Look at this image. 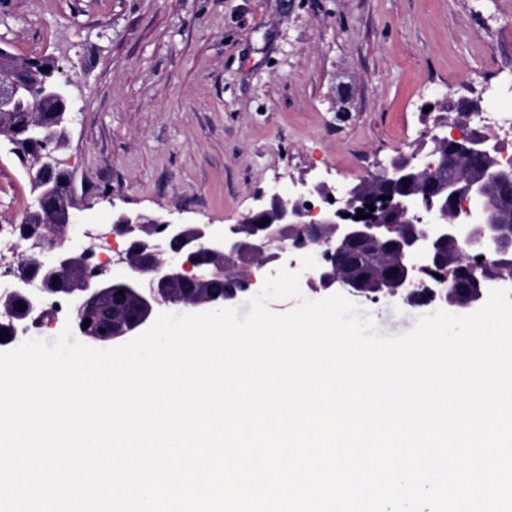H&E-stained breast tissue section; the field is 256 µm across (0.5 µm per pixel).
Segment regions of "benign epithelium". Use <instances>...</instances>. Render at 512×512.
<instances>
[{"label": "benign epithelium", "mask_w": 512, "mask_h": 512, "mask_svg": "<svg viewBox=\"0 0 512 512\" xmlns=\"http://www.w3.org/2000/svg\"><path fill=\"white\" fill-rule=\"evenodd\" d=\"M74 86L67 77L29 96V127L38 145L19 159L39 189L38 201L49 206L41 235L52 242L50 254L34 265L40 293L66 298L73 335L91 345L108 347L137 336L162 312L231 306L254 290L253 269L274 265L290 250L314 254L316 291L340 288L372 301L399 295L413 300L424 295L421 276L438 273L442 304L477 309L491 289L507 282L498 268L512 251V238L500 228L512 223V157L481 131L436 128L426 133L432 149L423 161L416 154L399 155L339 196L324 182L288 197L274 191L265 204L222 230L114 213L110 236L119 248L117 259L97 265L93 248L63 247L76 223L77 204L72 179L57 185L48 178L61 160L53 148L55 129L40 120L39 101L57 98L60 131L67 134ZM26 91L15 77L0 80V103ZM312 198L319 206L308 207ZM360 209L370 217L354 219ZM371 252L383 263L375 277L358 271L359 259ZM115 265L125 266L127 273L112 275ZM29 282L24 271L15 285L0 290V312L12 321L10 344L55 325L45 309L32 316L40 297L28 292ZM91 309L103 312L109 332L83 325V314Z\"/></svg>", "instance_id": "7a95c632"}]
</instances>
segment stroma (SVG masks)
Wrapping results in <instances>:
<instances>
[{
    "label": "stroma",
    "mask_w": 512,
    "mask_h": 512,
    "mask_svg": "<svg viewBox=\"0 0 512 512\" xmlns=\"http://www.w3.org/2000/svg\"><path fill=\"white\" fill-rule=\"evenodd\" d=\"M0 46L77 76L79 223L219 228L275 189L359 184L453 121L437 100L512 69V0H0ZM34 205L0 141V224ZM358 304L383 335L440 307Z\"/></svg>",
    "instance_id": "35a3bbf8"
}]
</instances>
